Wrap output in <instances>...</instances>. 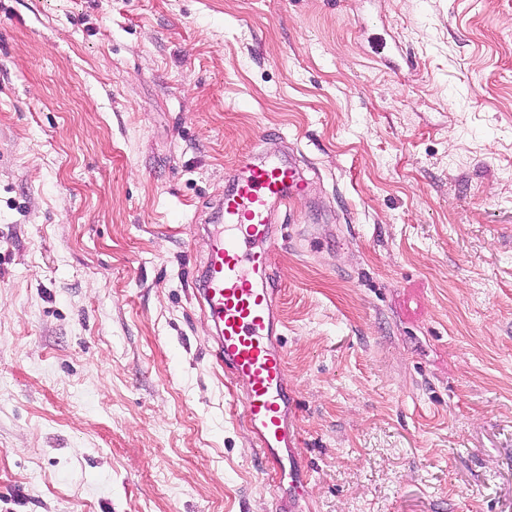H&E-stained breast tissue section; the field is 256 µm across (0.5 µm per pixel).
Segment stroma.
<instances>
[{"label":"stroma","mask_w":512,"mask_h":512,"mask_svg":"<svg viewBox=\"0 0 512 512\" xmlns=\"http://www.w3.org/2000/svg\"><path fill=\"white\" fill-rule=\"evenodd\" d=\"M273 144L303 512H512V0H0V512H273L195 293Z\"/></svg>","instance_id":"35a3bbf8"}]
</instances>
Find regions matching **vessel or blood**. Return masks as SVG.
Instances as JSON below:
<instances>
[{"label":"vessel or blood","instance_id":"b4317fda","mask_svg":"<svg viewBox=\"0 0 512 512\" xmlns=\"http://www.w3.org/2000/svg\"><path fill=\"white\" fill-rule=\"evenodd\" d=\"M304 184L297 168L278 156L243 163L217 218L223 233L209 243L196 293L218 329L216 360L242 391L243 418L266 467L295 488L308 482L300 464V438L288 427L294 401L286 379L270 251L283 232L274 207L296 198Z\"/></svg>","mask_w":512,"mask_h":512}]
</instances>
